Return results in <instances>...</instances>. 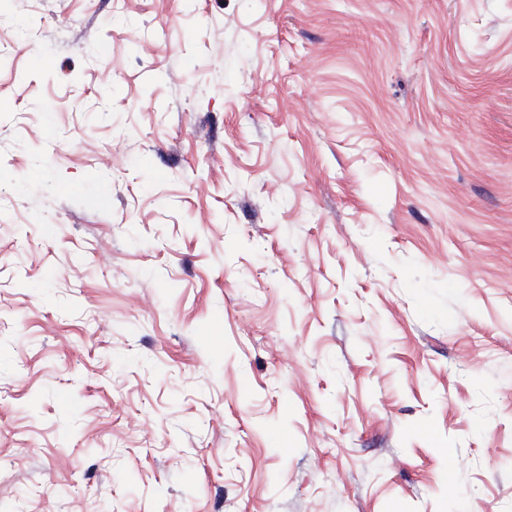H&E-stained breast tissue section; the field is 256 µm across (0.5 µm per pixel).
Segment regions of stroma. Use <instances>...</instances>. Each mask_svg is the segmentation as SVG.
I'll return each mask as SVG.
<instances>
[{
  "label": "stroma",
  "mask_w": 512,
  "mask_h": 512,
  "mask_svg": "<svg viewBox=\"0 0 512 512\" xmlns=\"http://www.w3.org/2000/svg\"><path fill=\"white\" fill-rule=\"evenodd\" d=\"M0 512H512V0H0Z\"/></svg>",
  "instance_id": "stroma-1"
}]
</instances>
